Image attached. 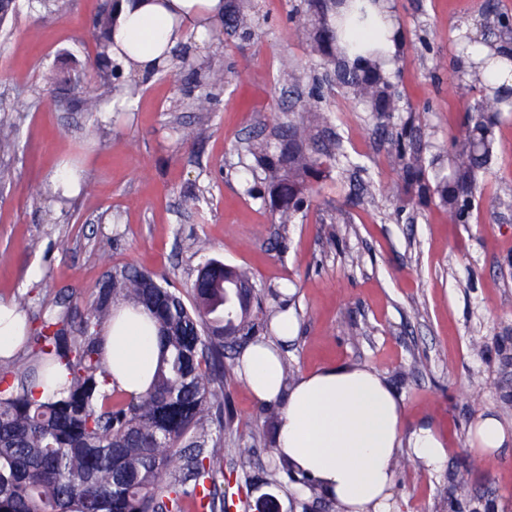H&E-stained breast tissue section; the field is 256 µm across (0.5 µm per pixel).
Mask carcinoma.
<instances>
[{"label":"carcinoma","mask_w":512,"mask_h":512,"mask_svg":"<svg viewBox=\"0 0 512 512\" xmlns=\"http://www.w3.org/2000/svg\"><path fill=\"white\" fill-rule=\"evenodd\" d=\"M317 16L310 33L311 54L335 67L341 87L376 119L401 166L402 194L416 206L448 209L456 224L473 218L474 189L495 150L494 128L512 101L495 92L482 95L467 113V133L454 144L448 172L433 170L412 124L392 122L401 97L381 67L379 38L384 29L365 23L357 0H305ZM245 39L252 37L249 11L227 18ZM469 61L479 70L512 75V54L476 51ZM100 83L130 102L139 85L121 79L112 66L108 43L96 55ZM319 106L289 123L276 146L251 149L273 198L280 238L310 202L309 182L325 165L341 163L340 146L317 148L314 131L327 124ZM268 294L241 266L209 258L197 269L190 301L164 286L149 271L117 268L86 304L77 329L70 308L51 311L37 330H29L26 352L0 358V512H183L188 500L216 509L215 477L224 456L240 458L249 448H227L210 435L207 423H223L224 351L268 332ZM147 310L159 336V357L150 389L130 400L114 398L103 358L100 329L114 305ZM64 379L61 392L42 399ZM450 507L471 506L463 477L454 479Z\"/></svg>","instance_id":"1"}]
</instances>
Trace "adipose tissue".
I'll return each instance as SVG.
<instances>
[{
    "instance_id": "obj_1",
    "label": "adipose tissue",
    "mask_w": 512,
    "mask_h": 512,
    "mask_svg": "<svg viewBox=\"0 0 512 512\" xmlns=\"http://www.w3.org/2000/svg\"><path fill=\"white\" fill-rule=\"evenodd\" d=\"M223 12L224 0H116L119 25L111 58L135 73H152L160 53L207 38ZM279 323L278 341L288 340L292 324L284 315ZM277 343L248 345L236 369L257 400L281 409L276 456L290 461L322 496L347 512H390L402 446L429 468L443 465L448 452L429 428L403 438L402 403L379 372L341 365L305 374L287 386ZM103 347L113 387L142 394L159 355L148 316L120 307L103 331Z\"/></svg>"
}]
</instances>
